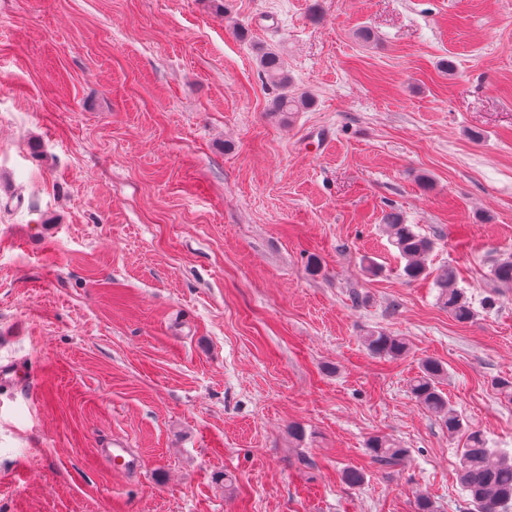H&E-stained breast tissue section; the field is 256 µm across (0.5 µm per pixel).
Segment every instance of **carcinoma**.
<instances>
[{"instance_id": "1", "label": "carcinoma", "mask_w": 512, "mask_h": 512, "mask_svg": "<svg viewBox=\"0 0 512 512\" xmlns=\"http://www.w3.org/2000/svg\"><path fill=\"white\" fill-rule=\"evenodd\" d=\"M258 66L265 78L280 87L281 93L268 106L275 115L299 112L311 101L303 94L289 91L291 84L288 70L280 53L264 48L258 57ZM385 226L393 245L405 260L403 276L415 281L427 276L426 259L432 250V241L414 230V225L404 223L398 213L385 217ZM494 280L503 288H512V257L498 261L492 268ZM438 302L448 315L459 323L475 317V309L462 291L455 286V272L448 268L436 280ZM368 351L380 358L397 359L408 351L402 336L383 329L372 330L364 337ZM445 376L443 365L434 359H425L419 374L409 384V392L417 403L438 418L451 437L464 439L459 457V480L473 504V512H508L512 509V455L489 447V441L479 430L470 428L463 417L453 409L444 396L440 383ZM367 448L374 460L386 464L400 463L407 450L395 439L374 435L367 441Z\"/></svg>"}]
</instances>
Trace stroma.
Wrapping results in <instances>:
<instances>
[{
    "instance_id": "1",
    "label": "stroma",
    "mask_w": 512,
    "mask_h": 512,
    "mask_svg": "<svg viewBox=\"0 0 512 512\" xmlns=\"http://www.w3.org/2000/svg\"><path fill=\"white\" fill-rule=\"evenodd\" d=\"M261 47L310 108L270 114ZM510 255L512 0H0V512H468L409 382L442 362L512 452ZM385 226L393 245L401 258L405 260L403 276L415 281L427 276L426 259L432 250V241L416 232L414 225L404 224L399 213H389L385 217ZM439 289L438 302L446 310L448 315L459 323H467L475 317V309L467 300L462 291L455 286V272L448 267L436 280ZM364 342L368 351L379 358L398 359L408 351V343L404 337L383 329L368 332ZM367 448L374 460L386 464L395 465L400 463L406 456V448L395 439L385 435H374L367 441ZM122 442L114 443L115 448H100L101 456L111 460L113 467H117L121 471L135 473L140 467V459L132 454L128 448H125Z\"/></svg>"
}]
</instances>
